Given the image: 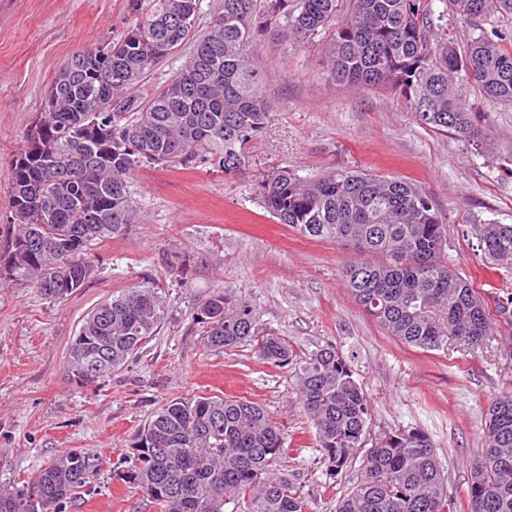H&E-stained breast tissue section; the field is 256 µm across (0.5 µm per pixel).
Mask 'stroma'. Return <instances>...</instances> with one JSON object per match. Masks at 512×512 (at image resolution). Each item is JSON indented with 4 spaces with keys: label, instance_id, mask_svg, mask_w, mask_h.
<instances>
[{
    "label": "stroma",
    "instance_id": "stroma-1",
    "mask_svg": "<svg viewBox=\"0 0 512 512\" xmlns=\"http://www.w3.org/2000/svg\"><path fill=\"white\" fill-rule=\"evenodd\" d=\"M429 37L463 49L479 31L512 34V17L470 23L432 0ZM132 0H0V240L10 232L8 164L39 119L45 93L77 50L117 41L135 18ZM333 36L323 30L288 45L259 30L265 133L245 170L205 163L140 168L130 181L138 213L118 237L95 244V273L62 300L23 280H0V489L30 483L70 450L99 457L87 491L64 512H159L137 487L118 480L116 463L154 413L172 399L237 396L262 403L294 439L280 473L308 500L309 512H336L359 465L330 479L315 431L297 395L293 368L259 362L250 345L214 350L195 316L212 294L229 290L262 327L302 353L332 344L352 361L371 408V434L400 427L426 432L448 475V493L465 503L470 464L482 445L491 399L512 391V327L496 308L512 292V266H485L475 225L512 224V108L488 103L456 82L491 136L475 149L421 125L398 93L338 83L323 66ZM286 167L302 177L351 168L404 177L428 193L448 221V262L489 304L497 333L477 350L422 351L388 336L349 296L343 271L352 247L300 237L267 213L259 181ZM154 287L163 318L155 336L109 377L76 382L68 346L84 318L136 283Z\"/></svg>",
    "mask_w": 512,
    "mask_h": 512
}]
</instances>
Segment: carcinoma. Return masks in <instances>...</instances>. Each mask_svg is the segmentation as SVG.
<instances>
[{"label": "carcinoma", "mask_w": 512, "mask_h": 512, "mask_svg": "<svg viewBox=\"0 0 512 512\" xmlns=\"http://www.w3.org/2000/svg\"><path fill=\"white\" fill-rule=\"evenodd\" d=\"M431 0H222L212 25L196 27L200 0H134L140 16L116 42L71 55L48 88L27 146L9 162L13 231L0 247V274L28 281L55 300L94 273L91 246L135 222L130 179L145 164L210 163L235 173L248 145L264 133L269 102L255 40L259 22L281 28L290 44L324 29L332 77L358 88L389 87L421 124L481 144L480 125L452 78L472 79L496 105L512 106L507 36L480 32L463 52L428 37ZM468 21L512 16V0H446ZM182 67L152 98L133 95L177 49ZM262 207L310 240L351 245L371 259L347 266L349 295L389 335L422 350L448 337L479 348L494 336L487 306L448 263V224L412 181L337 169L302 178L281 168L260 180ZM480 250L512 261V224L477 227ZM163 314L157 293L134 286L97 307L72 337L68 371L92 384L121 368L147 343ZM214 349L253 344L258 360L296 366L297 393L315 429L329 475L363 451L361 476L336 512H457L432 439L398 428L370 437V403L350 360L331 344L301 356L261 327L250 305L219 293L197 309ZM122 481L140 487L161 512H308L298 487L277 474L288 435L259 402L199 396L161 407L134 442ZM100 466L68 451L25 491L1 492L0 512H62ZM470 512H512V392L486 414L483 448L470 468Z\"/></svg>", "instance_id": "cac0c4a2"}]
</instances>
